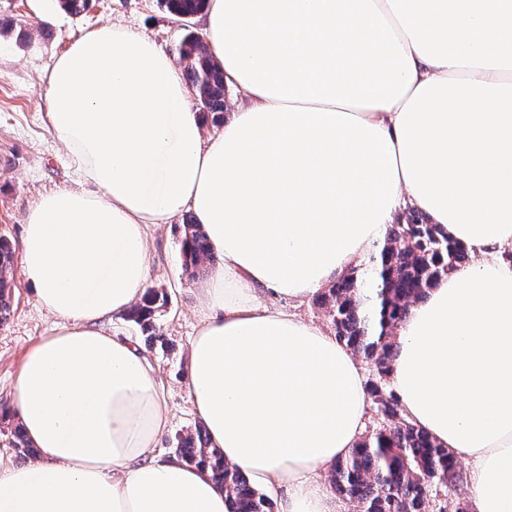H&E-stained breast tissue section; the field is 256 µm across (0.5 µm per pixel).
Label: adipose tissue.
<instances>
[{"mask_svg":"<svg viewBox=\"0 0 512 512\" xmlns=\"http://www.w3.org/2000/svg\"><path fill=\"white\" fill-rule=\"evenodd\" d=\"M199 20L246 98L217 136L133 29L91 30L47 77L85 186L26 218L25 280L58 323L18 378L37 455L0 462V512H228L208 473L157 453V377L103 327L149 289V231L187 212L223 259L186 374L211 447L277 512H342L321 475L362 437L365 370L267 301L307 303L407 208L471 260L410 307L392 387L468 462L470 512H512V0H207Z\"/></svg>","mask_w":512,"mask_h":512,"instance_id":"ef3b65f1","label":"adipose tissue"}]
</instances>
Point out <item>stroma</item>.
<instances>
[{"label": "stroma", "instance_id": "35a3bbf8", "mask_svg": "<svg viewBox=\"0 0 512 512\" xmlns=\"http://www.w3.org/2000/svg\"><path fill=\"white\" fill-rule=\"evenodd\" d=\"M0 237L21 246L28 212L45 194L75 184L68 149L51 132L46 76L70 45L102 24L144 33L173 52L185 30L199 31L197 19L181 22L159 0H92L83 14L62 11L57 0H0ZM178 223L150 231L152 285L164 289L168 304L159 319L165 346L145 344L168 406L170 422L158 444L173 456L178 435L201 419L191 403L185 378L188 345L200 321V281L181 267ZM16 288L9 320L0 325V409L13 408L15 386L27 353L51 335L53 318L36 303L22 266H14Z\"/></svg>", "mask_w": 512, "mask_h": 512}]
</instances>
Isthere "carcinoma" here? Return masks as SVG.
Wrapping results in <instances>:
<instances>
[{
	"instance_id": "cac0c4a2",
	"label": "carcinoma",
	"mask_w": 512,
	"mask_h": 512,
	"mask_svg": "<svg viewBox=\"0 0 512 512\" xmlns=\"http://www.w3.org/2000/svg\"><path fill=\"white\" fill-rule=\"evenodd\" d=\"M168 12L192 17L206 0H160ZM185 80L200 102L204 120L224 124V72L202 40L186 31L175 46ZM181 239L182 267L195 278L217 262L201 225L184 218ZM15 249L0 239V324L11 310L10 278ZM469 262L464 248L448 239V233L418 211L407 210L388 226L376 256L374 317L363 310L364 279L352 271L316 295L314 303L326 310L335 336L366 359L369 401L384 425L361 438L331 470L330 483L358 512H429L444 491L456 486L460 472L452 452L439 446L424 430L410 423L390 380L398 352L394 330L410 306L427 296L444 275ZM168 304L165 292L148 289L144 298L127 312L149 336H155L157 317ZM177 457L205 472L224 487L228 512H274L273 500L256 488L240 469L224 462L222 452L209 446L205 429L198 426L177 438Z\"/></svg>"
}]
</instances>
